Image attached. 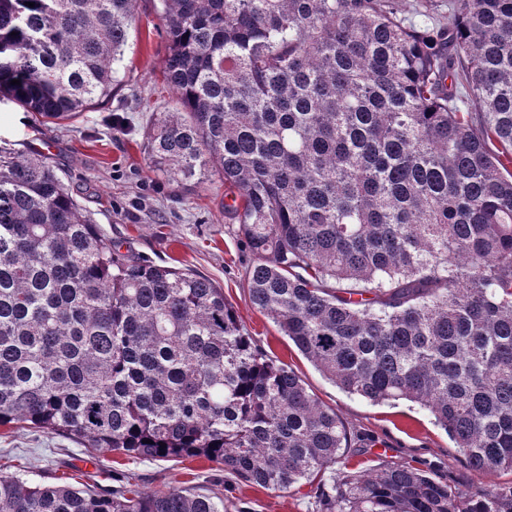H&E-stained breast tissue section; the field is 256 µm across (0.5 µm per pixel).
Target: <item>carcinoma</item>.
Wrapping results in <instances>:
<instances>
[{
    "instance_id": "1",
    "label": "carcinoma",
    "mask_w": 512,
    "mask_h": 512,
    "mask_svg": "<svg viewBox=\"0 0 512 512\" xmlns=\"http://www.w3.org/2000/svg\"><path fill=\"white\" fill-rule=\"evenodd\" d=\"M0 0V99L44 123L112 96L135 0ZM158 171L217 174L249 300L343 392L426 408L474 471L512 472V0H159ZM17 79L20 84L13 85ZM463 89L480 107L458 104ZM204 457L321 512H512L352 437L255 345L211 279L106 243L47 158L0 159V426ZM151 443H145V440ZM331 472L330 482L321 480ZM0 512H224L0 472Z\"/></svg>"
}]
</instances>
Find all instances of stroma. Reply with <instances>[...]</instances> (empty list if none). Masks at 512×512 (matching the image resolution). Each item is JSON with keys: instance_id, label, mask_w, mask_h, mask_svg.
I'll return each mask as SVG.
<instances>
[{"instance_id": "stroma-1", "label": "stroma", "mask_w": 512, "mask_h": 512, "mask_svg": "<svg viewBox=\"0 0 512 512\" xmlns=\"http://www.w3.org/2000/svg\"><path fill=\"white\" fill-rule=\"evenodd\" d=\"M158 5V0H137L120 66L122 84L111 98L62 126L35 121L19 104L1 99L0 149L47 157L102 238L122 253L198 273L223 288L256 343L292 367L321 402L336 410L352 435L350 465L374 469L406 461L469 495L511 483L508 471L478 475L419 406L407 401L374 406L342 392L301 355L271 316L251 305L244 273L253 257L237 224L224 215L223 181L208 173L178 182L156 170L148 156L159 113L175 108L163 77L166 38ZM0 471L34 483L66 481L95 491L118 488L131 476L142 489L223 496L229 512L319 510L306 485L268 490L238 482L203 458L136 459L27 427H0Z\"/></svg>"}]
</instances>
